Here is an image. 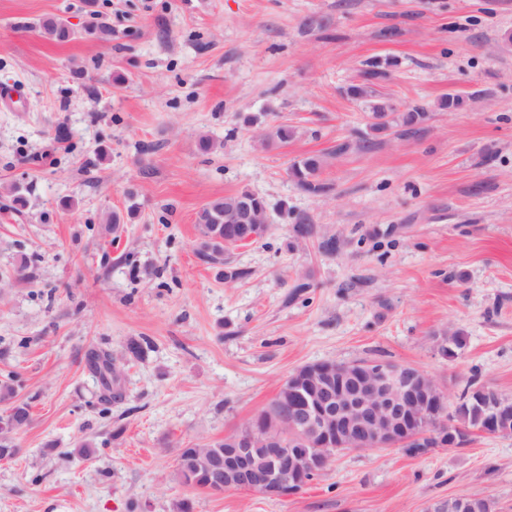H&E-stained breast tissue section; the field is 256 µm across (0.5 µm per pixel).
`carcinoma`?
<instances>
[{
    "mask_svg": "<svg viewBox=\"0 0 512 512\" xmlns=\"http://www.w3.org/2000/svg\"><path fill=\"white\" fill-rule=\"evenodd\" d=\"M386 77V72L377 64H370L363 71V83L352 86L348 94L354 98L365 99L372 94V86ZM370 114L373 119L371 129L382 133L394 127L403 126L412 133L415 127L422 124L428 114L417 109L399 115L395 108L383 101H370ZM324 159L320 155L304 157L291 163L288 173L296 184L311 193L322 194L330 190V186L320 179ZM247 205L256 212L266 211L264 198L254 192L242 190L233 194L217 198L206 204L198 213L196 228L200 251L199 254L209 258L215 263L224 262V233L238 223L237 213L241 206ZM89 369L98 378L100 383V401L105 404L112 403L117 395L112 393V374L116 371L112 363V354L105 350H92L87 357ZM475 384L469 383L464 389L457 406L455 422L466 432L478 430L484 424V409L471 399ZM0 403L8 406V410L22 415L18 421L3 420L0 418V453L14 454L17 448L12 435L30 421L29 405L17 399L15 388L5 383L0 385ZM198 448H181L177 455L178 476L187 486L207 488L212 486L207 469L200 463Z\"/></svg>",
    "mask_w": 512,
    "mask_h": 512,
    "instance_id": "carcinoma-1",
    "label": "carcinoma"
}]
</instances>
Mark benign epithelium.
I'll return each instance as SVG.
<instances>
[{"label": "benign epithelium", "mask_w": 512, "mask_h": 512, "mask_svg": "<svg viewBox=\"0 0 512 512\" xmlns=\"http://www.w3.org/2000/svg\"><path fill=\"white\" fill-rule=\"evenodd\" d=\"M481 433L512 432V397L481 390ZM444 432L462 443L447 394L417 367L380 359L322 361L291 373L260 418L207 449L201 460L221 492L284 499L340 453L414 446Z\"/></svg>", "instance_id": "benign-epithelium-1"}]
</instances>
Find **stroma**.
Listing matches in <instances>:
<instances>
[{
	"label": "stroma",
	"mask_w": 512,
	"mask_h": 512,
	"mask_svg": "<svg viewBox=\"0 0 512 512\" xmlns=\"http://www.w3.org/2000/svg\"><path fill=\"white\" fill-rule=\"evenodd\" d=\"M509 32L512 0H0V87L25 90L0 105V381L31 414L0 512H436L457 496L512 512V436L346 451L282 500L177 475L179 449L236 433L310 363L411 364L452 405L472 381L512 396ZM372 60L378 95L427 112L419 132H373L347 96ZM450 93L463 109H439ZM281 124L295 138L264 146ZM311 154L328 193L288 175ZM244 189L269 231L229 248L227 280L196 217ZM457 331L465 348L442 357L435 337ZM93 349L120 371L109 405Z\"/></svg>",
	"instance_id": "obj_1"
}]
</instances>
